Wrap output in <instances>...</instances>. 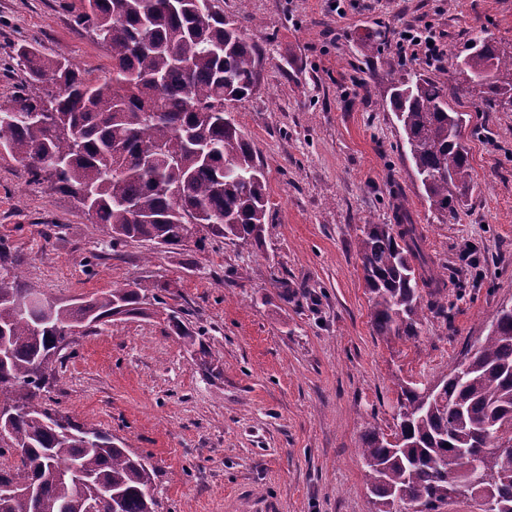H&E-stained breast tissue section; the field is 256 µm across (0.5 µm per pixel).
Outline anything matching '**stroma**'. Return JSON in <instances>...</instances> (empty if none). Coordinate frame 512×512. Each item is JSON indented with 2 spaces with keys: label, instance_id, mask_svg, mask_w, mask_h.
Returning a JSON list of instances; mask_svg holds the SVG:
<instances>
[{
  "label": "stroma",
  "instance_id": "1",
  "mask_svg": "<svg viewBox=\"0 0 512 512\" xmlns=\"http://www.w3.org/2000/svg\"><path fill=\"white\" fill-rule=\"evenodd\" d=\"M264 57L255 94L231 110L262 164V246L204 236L166 252L111 246L77 203L0 158V238L26 281L58 299L128 280L204 329L208 376L163 316L78 338L49 376L46 407L122 441L155 469V512H370L358 456L367 425L388 429L399 383L436 381L512 303V110L449 97L465 113L475 188L442 217L425 200L403 132L379 97L407 63L395 33H441L465 54L487 30L512 48V0H214ZM80 0H0V103L24 81L15 46L62 53L91 77L111 66L76 22ZM376 35L371 54L363 38ZM403 202L449 286L416 338L370 322L357 243ZM294 287L282 297L279 281Z\"/></svg>",
  "mask_w": 512,
  "mask_h": 512
}]
</instances>
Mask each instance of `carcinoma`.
Masks as SVG:
<instances>
[{
  "label": "carcinoma",
  "instance_id": "obj_1",
  "mask_svg": "<svg viewBox=\"0 0 512 512\" xmlns=\"http://www.w3.org/2000/svg\"><path fill=\"white\" fill-rule=\"evenodd\" d=\"M201 0H81L78 24L112 58L91 78L62 53L18 44L25 80L0 104V157L19 164L30 182L73 198L102 227L112 246L128 240L178 249L206 232L259 245L268 213L266 185L252 144L224 117L260 82L262 58L239 22ZM451 79L404 69L389 80V103L401 123L411 161L430 208L452 213L472 189L463 114L448 95L466 91L486 105L512 107V55L486 31L464 57H450ZM394 224H368L358 255L370 294L371 325L383 337L411 339L424 296L448 286L422 247L404 206ZM19 260L0 239V413L10 417L0 449L14 461L0 471V512H154L155 470L122 442L66 413L49 419L39 399L60 344L102 325L149 316L164 304L134 280L83 297L56 300L22 279ZM18 299L44 306L19 313ZM167 322L205 374L217 370L204 335L173 310ZM467 362L440 377L439 396L400 386L394 427L403 446L376 427L362 434L359 454L376 512L424 501L448 502L449 474L476 464L494 491L512 493V313Z\"/></svg>",
  "mask_w": 512,
  "mask_h": 512
}]
</instances>
